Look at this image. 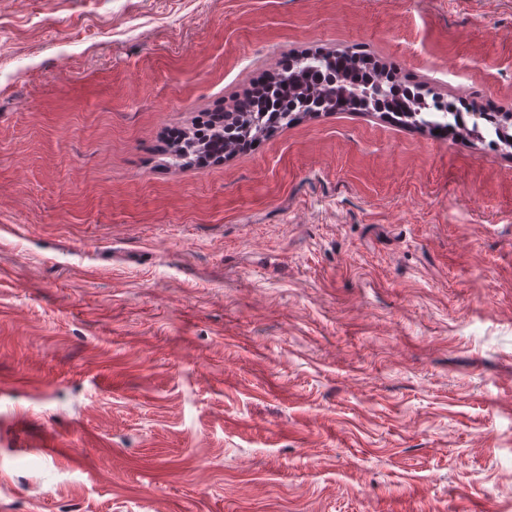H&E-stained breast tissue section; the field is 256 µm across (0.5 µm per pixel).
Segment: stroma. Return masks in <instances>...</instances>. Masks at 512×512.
Listing matches in <instances>:
<instances>
[{"label":"stroma","instance_id":"1","mask_svg":"<svg viewBox=\"0 0 512 512\" xmlns=\"http://www.w3.org/2000/svg\"><path fill=\"white\" fill-rule=\"evenodd\" d=\"M355 44L512 112V0H0V512H512V156L328 112L172 163Z\"/></svg>","mask_w":512,"mask_h":512}]
</instances>
